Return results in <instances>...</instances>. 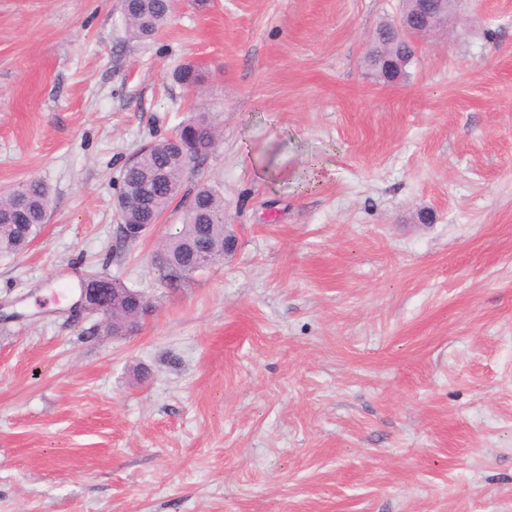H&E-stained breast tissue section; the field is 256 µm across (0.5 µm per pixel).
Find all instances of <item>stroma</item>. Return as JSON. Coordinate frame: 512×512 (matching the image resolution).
I'll list each match as a JSON object with an SVG mask.
<instances>
[{
	"label": "stroma",
	"instance_id": "35a3bbf8",
	"mask_svg": "<svg viewBox=\"0 0 512 512\" xmlns=\"http://www.w3.org/2000/svg\"><path fill=\"white\" fill-rule=\"evenodd\" d=\"M399 9L175 0L134 40L119 0H0V191L54 200L0 254V512H512V0L386 83ZM198 112L182 192L223 194L236 247L171 284L183 209L123 245L115 198ZM91 274L147 296L133 335L74 309Z\"/></svg>",
	"mask_w": 512,
	"mask_h": 512
}]
</instances>
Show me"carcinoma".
I'll return each instance as SVG.
<instances>
[{
  "label": "carcinoma",
  "instance_id": "1",
  "mask_svg": "<svg viewBox=\"0 0 512 512\" xmlns=\"http://www.w3.org/2000/svg\"><path fill=\"white\" fill-rule=\"evenodd\" d=\"M173 0H126L121 13L129 36H152L167 20ZM386 47L384 56L368 61L383 81H388L389 57L401 64L400 77L416 58L415 42L398 30H378ZM216 131L208 113L183 123L171 137L142 148L122 173L121 194L131 203L119 209L123 224H157L176 200L188 174L214 149ZM52 203L50 190L31 179L22 186L0 194V253H19L40 234ZM224 224V196L200 185L186 207L182 227L157 251L156 265L170 282L185 279L219 261L228 253ZM113 306L102 313L106 331L113 337L127 334L139 322L141 307L129 301V289L109 278Z\"/></svg>",
  "mask_w": 512,
  "mask_h": 512
}]
</instances>
